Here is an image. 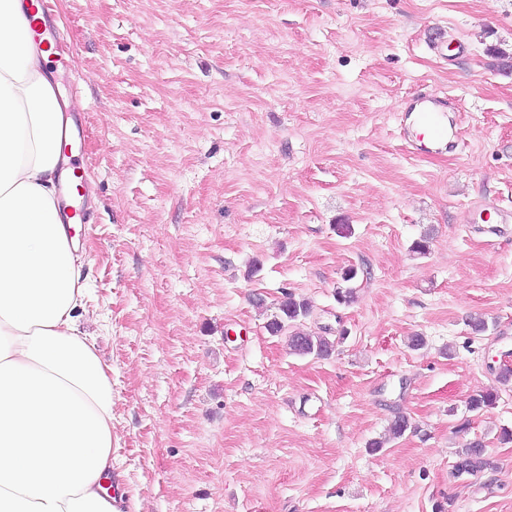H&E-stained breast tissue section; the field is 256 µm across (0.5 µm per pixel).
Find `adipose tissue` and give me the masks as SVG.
I'll return each instance as SVG.
<instances>
[{
  "label": "adipose tissue",
  "mask_w": 512,
  "mask_h": 512,
  "mask_svg": "<svg viewBox=\"0 0 512 512\" xmlns=\"http://www.w3.org/2000/svg\"><path fill=\"white\" fill-rule=\"evenodd\" d=\"M30 0H0V512H119L112 381L64 223L62 104Z\"/></svg>",
  "instance_id": "obj_1"
}]
</instances>
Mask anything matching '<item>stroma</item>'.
Here are the masks:
<instances>
[{
	"instance_id": "stroma-1",
	"label": "stroma",
	"mask_w": 512,
	"mask_h": 512,
	"mask_svg": "<svg viewBox=\"0 0 512 512\" xmlns=\"http://www.w3.org/2000/svg\"><path fill=\"white\" fill-rule=\"evenodd\" d=\"M49 2L122 512H512V223L462 220L512 213V0ZM416 93L454 99L455 151L401 138ZM287 292L330 358L265 330ZM475 439L493 468L455 477ZM71 166L72 174L70 177L68 190L72 193H74L75 190L77 195L74 196V205L70 207V212L66 213V215L68 218L75 219L78 221V223L81 224L85 219L84 203L80 200V198L84 195L81 194L79 190V188L83 187V169L80 167V165L71 164Z\"/></svg>"
}]
</instances>
